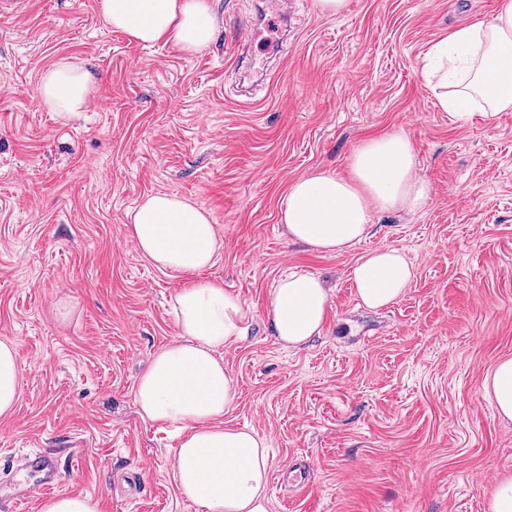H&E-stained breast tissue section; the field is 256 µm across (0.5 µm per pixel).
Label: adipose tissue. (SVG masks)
<instances>
[{
	"label": "adipose tissue",
	"instance_id": "1",
	"mask_svg": "<svg viewBox=\"0 0 512 512\" xmlns=\"http://www.w3.org/2000/svg\"><path fill=\"white\" fill-rule=\"evenodd\" d=\"M107 26L130 41L171 44L193 53L212 41L217 20L209 0H98ZM429 79L438 103L452 115L473 109L493 116L512 111V0L490 19L453 31L429 54ZM95 87L81 66L67 62L47 70L39 102L50 112H76ZM431 195L415 173L413 144L405 133L370 138L349 157V174L319 172L294 182L279 205L289 242L325 253L353 248L377 215L416 213ZM129 238L140 255L184 285L173 298L176 337L140 375L134 402L140 415L173 427V471L181 496L200 512H269L270 457L252 428L225 425L237 386L222 351L244 338L243 304L223 282L202 278L224 252L207 210L175 195L146 196L130 213ZM404 254L391 248L364 253L350 277L364 306L379 309L400 300L413 279ZM331 308L330 290L312 274L277 281L263 309L275 341L299 348L320 335ZM485 397L501 419L512 421V358L486 375ZM22 374L13 343L0 341V417L13 413Z\"/></svg>",
	"mask_w": 512,
	"mask_h": 512
}]
</instances>
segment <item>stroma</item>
<instances>
[{
    "label": "stroma",
    "mask_w": 512,
    "mask_h": 512,
    "mask_svg": "<svg viewBox=\"0 0 512 512\" xmlns=\"http://www.w3.org/2000/svg\"><path fill=\"white\" fill-rule=\"evenodd\" d=\"M212 3L217 31L194 54L130 42L97 0L0 7V339L16 342L23 375L0 418V499L41 512L38 474L13 464L40 450L59 492L102 512H197L173 477V428L134 404L139 374L176 336L183 282L141 257L126 224L166 193L207 210L224 240L203 276L247 314L246 340L223 351L238 389L224 422L266 439L270 512H487L512 474V422L482 395L512 357V111L452 117L423 67L501 0H347L335 16L291 0L285 25L274 0ZM63 61L95 82L72 115L38 98ZM400 130L432 189L422 210L374 217L339 254L287 242L291 183L347 176L361 142ZM382 247L402 250L414 277L402 300L370 309L349 272ZM291 273L321 277L332 298L299 349L262 319Z\"/></svg>",
    "instance_id": "stroma-1"
}]
</instances>
